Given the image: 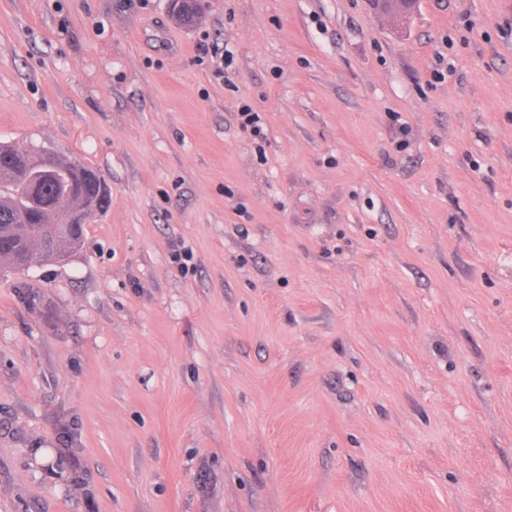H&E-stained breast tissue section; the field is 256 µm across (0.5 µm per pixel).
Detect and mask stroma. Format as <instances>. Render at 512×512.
Instances as JSON below:
<instances>
[{
	"label": "stroma",
	"mask_w": 512,
	"mask_h": 512,
	"mask_svg": "<svg viewBox=\"0 0 512 512\" xmlns=\"http://www.w3.org/2000/svg\"><path fill=\"white\" fill-rule=\"evenodd\" d=\"M0 141L112 190L0 279V512H512V0H0ZM241 128L255 138L264 137V121L259 112L250 104L243 103L238 106Z\"/></svg>",
	"instance_id": "1"
}]
</instances>
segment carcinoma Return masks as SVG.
I'll return each mask as SVG.
<instances>
[{
    "label": "carcinoma",
    "instance_id": "cac0c4a2",
    "mask_svg": "<svg viewBox=\"0 0 512 512\" xmlns=\"http://www.w3.org/2000/svg\"><path fill=\"white\" fill-rule=\"evenodd\" d=\"M111 202L106 183L91 167L78 160H62L44 146L20 148L0 143V225L13 232L0 238V271L19 274L29 270L24 262L62 264L82 248L85 224ZM84 215L67 245L60 251L37 250L53 240L55 226L74 223Z\"/></svg>",
    "mask_w": 512,
    "mask_h": 512
}]
</instances>
